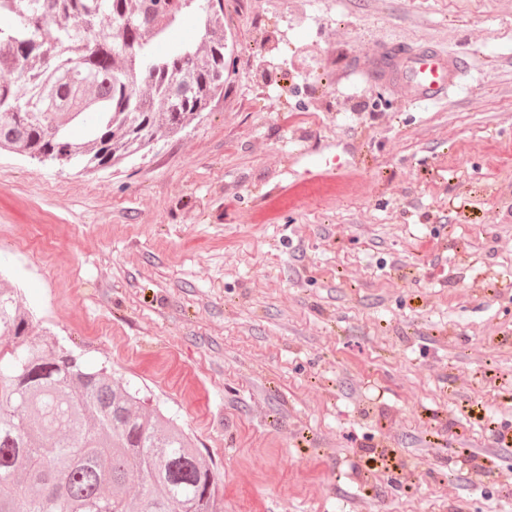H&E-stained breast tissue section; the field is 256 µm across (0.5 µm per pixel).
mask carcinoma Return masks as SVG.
Returning <instances> with one entry per match:
<instances>
[{
	"label": "carcinoma",
	"mask_w": 512,
	"mask_h": 512,
	"mask_svg": "<svg viewBox=\"0 0 512 512\" xmlns=\"http://www.w3.org/2000/svg\"><path fill=\"white\" fill-rule=\"evenodd\" d=\"M191 2L0 0V71L13 75L0 82V152L95 173L203 118L224 94V3L200 12L199 41L154 52ZM29 329L1 287L0 512H224L182 430Z\"/></svg>",
	"instance_id": "carcinoma-1"
}]
</instances>
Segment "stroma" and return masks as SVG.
<instances>
[{"instance_id": "obj_1", "label": "stroma", "mask_w": 512, "mask_h": 512, "mask_svg": "<svg viewBox=\"0 0 512 512\" xmlns=\"http://www.w3.org/2000/svg\"><path fill=\"white\" fill-rule=\"evenodd\" d=\"M224 16L185 132L92 176L0 155L32 335L183 425L224 512H512V0ZM425 44L465 62L440 103L365 77ZM327 160L335 192L263 208Z\"/></svg>"}]
</instances>
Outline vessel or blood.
Returning <instances> with one entry per match:
<instances>
[{"instance_id": "b4317fda", "label": "vessel or blood", "mask_w": 512, "mask_h": 512, "mask_svg": "<svg viewBox=\"0 0 512 512\" xmlns=\"http://www.w3.org/2000/svg\"><path fill=\"white\" fill-rule=\"evenodd\" d=\"M463 68L464 62L457 56L436 46L424 45L411 54L399 52L389 58L372 59L368 78L409 89L414 102L432 104L446 95ZM335 181V170L327 169L298 182L295 192L307 195Z\"/></svg>"}]
</instances>
